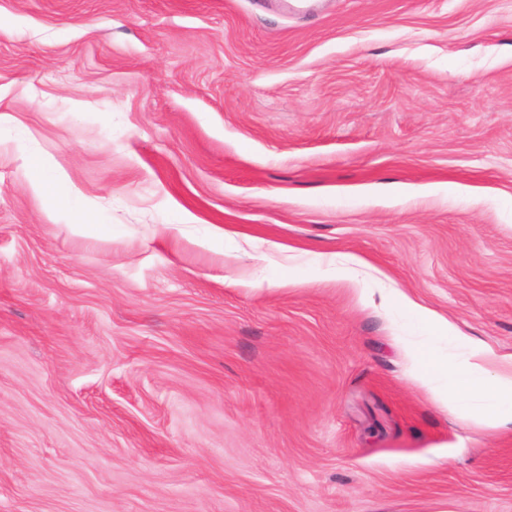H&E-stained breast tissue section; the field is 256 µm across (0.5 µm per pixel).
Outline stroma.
<instances>
[{
  "label": "stroma",
  "mask_w": 512,
  "mask_h": 512,
  "mask_svg": "<svg viewBox=\"0 0 512 512\" xmlns=\"http://www.w3.org/2000/svg\"><path fill=\"white\" fill-rule=\"evenodd\" d=\"M394 292L512 355V0H0V512H512Z\"/></svg>",
  "instance_id": "35a3bbf8"
}]
</instances>
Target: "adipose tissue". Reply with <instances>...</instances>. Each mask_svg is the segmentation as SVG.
<instances>
[{"instance_id": "1", "label": "adipose tissue", "mask_w": 512, "mask_h": 512, "mask_svg": "<svg viewBox=\"0 0 512 512\" xmlns=\"http://www.w3.org/2000/svg\"><path fill=\"white\" fill-rule=\"evenodd\" d=\"M418 320L436 336L447 337L463 350L451 361L433 349L408 342L420 369L419 381L427 386L435 404L454 414L478 413L492 426L512 424V361H502L486 343L459 335L453 324L439 320L427 308L412 304Z\"/></svg>"}]
</instances>
